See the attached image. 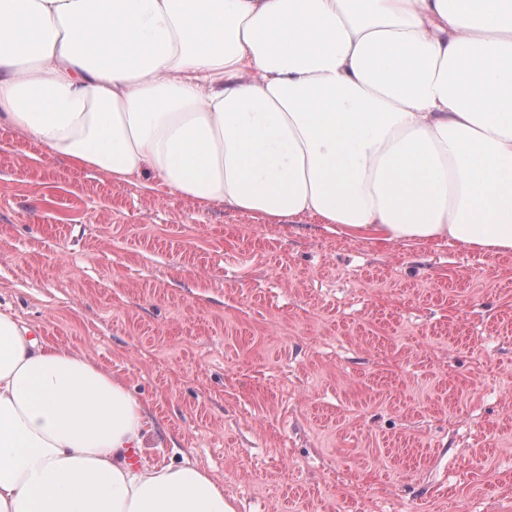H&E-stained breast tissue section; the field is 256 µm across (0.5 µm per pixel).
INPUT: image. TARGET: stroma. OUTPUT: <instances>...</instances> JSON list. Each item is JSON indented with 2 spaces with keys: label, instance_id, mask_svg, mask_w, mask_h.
<instances>
[{
  "label": "stroma",
  "instance_id": "1",
  "mask_svg": "<svg viewBox=\"0 0 512 512\" xmlns=\"http://www.w3.org/2000/svg\"><path fill=\"white\" fill-rule=\"evenodd\" d=\"M0 126V302L149 407L237 512H512V255L271 222Z\"/></svg>",
  "mask_w": 512,
  "mask_h": 512
}]
</instances>
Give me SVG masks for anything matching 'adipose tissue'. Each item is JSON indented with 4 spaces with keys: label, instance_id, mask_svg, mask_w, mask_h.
<instances>
[{
    "label": "adipose tissue",
    "instance_id": "obj_1",
    "mask_svg": "<svg viewBox=\"0 0 512 512\" xmlns=\"http://www.w3.org/2000/svg\"><path fill=\"white\" fill-rule=\"evenodd\" d=\"M114 182L512 254V0H0V126ZM147 405L0 307V512H235Z\"/></svg>",
    "mask_w": 512,
    "mask_h": 512
}]
</instances>
